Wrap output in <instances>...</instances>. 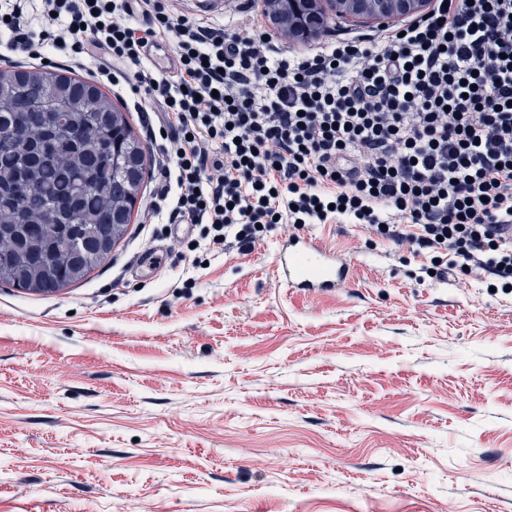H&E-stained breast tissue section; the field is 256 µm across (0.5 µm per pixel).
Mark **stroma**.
<instances>
[{
    "label": "stroma",
    "instance_id": "obj_1",
    "mask_svg": "<svg viewBox=\"0 0 512 512\" xmlns=\"http://www.w3.org/2000/svg\"><path fill=\"white\" fill-rule=\"evenodd\" d=\"M163 2L236 23L227 0ZM379 30L269 33L303 52ZM159 185L150 169L84 280L0 285V512H512V292L428 278L359 224L192 252L198 230L145 221ZM290 233L351 260L354 283H278Z\"/></svg>",
    "mask_w": 512,
    "mask_h": 512
}]
</instances>
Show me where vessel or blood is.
Listing matches in <instances>:
<instances>
[{
    "label": "vessel or blood",
    "instance_id": "vessel-or-blood-1",
    "mask_svg": "<svg viewBox=\"0 0 512 512\" xmlns=\"http://www.w3.org/2000/svg\"><path fill=\"white\" fill-rule=\"evenodd\" d=\"M275 272L288 288L312 294H332L350 285L351 263L337 257L324 241L310 236H284L275 255Z\"/></svg>",
    "mask_w": 512,
    "mask_h": 512
}]
</instances>
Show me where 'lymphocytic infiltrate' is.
Wrapping results in <instances>:
<instances>
[{
  "label": "lymphocytic infiltrate",
  "mask_w": 512,
  "mask_h": 512,
  "mask_svg": "<svg viewBox=\"0 0 512 512\" xmlns=\"http://www.w3.org/2000/svg\"><path fill=\"white\" fill-rule=\"evenodd\" d=\"M0 12L10 52L105 58L97 77L160 110L163 184L148 221L196 224L211 250L264 228L362 224L434 262L512 287V0H431L367 39L287 54L253 15L216 29L161 0H40ZM168 38L174 78L142 66Z\"/></svg>",
  "instance_id": "f902f5d3"
}]
</instances>
